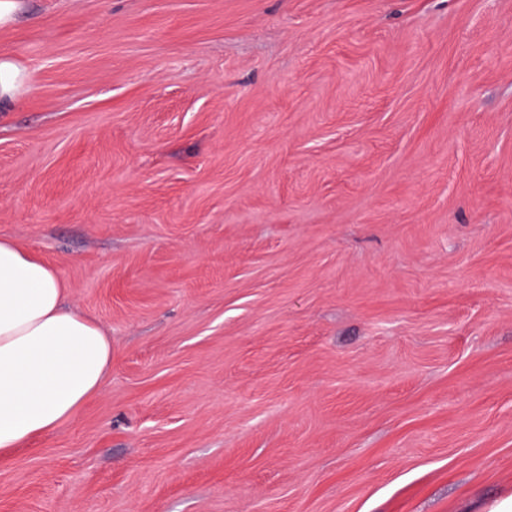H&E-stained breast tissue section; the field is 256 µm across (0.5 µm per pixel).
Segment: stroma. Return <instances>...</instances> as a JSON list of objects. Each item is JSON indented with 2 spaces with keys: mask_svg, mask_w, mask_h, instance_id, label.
Returning <instances> with one entry per match:
<instances>
[{
  "mask_svg": "<svg viewBox=\"0 0 512 512\" xmlns=\"http://www.w3.org/2000/svg\"><path fill=\"white\" fill-rule=\"evenodd\" d=\"M0 239L112 339L0 512L512 495V0H26Z\"/></svg>",
  "mask_w": 512,
  "mask_h": 512,
  "instance_id": "35a3bbf8",
  "label": "stroma"
}]
</instances>
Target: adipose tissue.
<instances>
[{
    "label": "adipose tissue",
    "mask_w": 512,
    "mask_h": 512,
    "mask_svg": "<svg viewBox=\"0 0 512 512\" xmlns=\"http://www.w3.org/2000/svg\"><path fill=\"white\" fill-rule=\"evenodd\" d=\"M59 271L0 240V456L54 431L112 370V341L63 306Z\"/></svg>",
    "instance_id": "obj_1"
}]
</instances>
